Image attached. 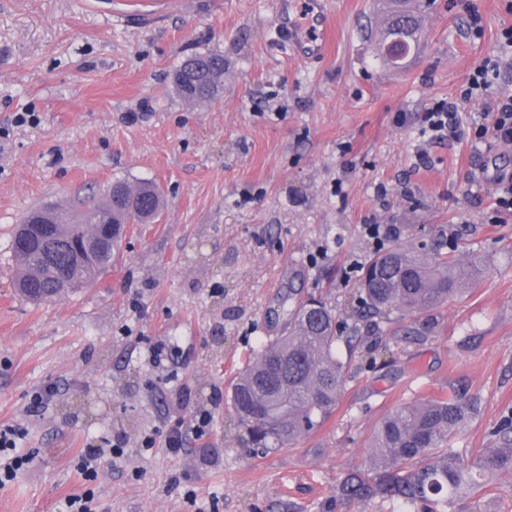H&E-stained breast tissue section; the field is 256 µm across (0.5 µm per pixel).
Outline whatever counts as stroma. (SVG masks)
<instances>
[{
    "instance_id": "stroma-1",
    "label": "stroma",
    "mask_w": 512,
    "mask_h": 512,
    "mask_svg": "<svg viewBox=\"0 0 512 512\" xmlns=\"http://www.w3.org/2000/svg\"><path fill=\"white\" fill-rule=\"evenodd\" d=\"M0 0V425L25 431L32 465L0 488V512H61L86 484L76 455L122 438L105 462L103 512H391L339 500L367 467L377 423L400 404L465 388L477 411L453 442L490 447L512 412V211L493 180L512 145L473 149L428 131L427 108L458 104L473 70L499 52L512 0H436L404 69L382 65L375 0H322L314 45L304 0ZM482 32L471 30V12ZM199 53L224 58L214 100L178 97L174 71ZM158 184L151 224L128 225L111 270L50 304L18 296L12 236L40 204L101 201L113 181ZM366 224H394L397 244L456 250L473 292L429 313L424 334L397 317L380 356L355 343L333 412L295 447L258 452L228 388L251 350L277 335L267 311L291 276L345 309L376 247ZM182 350L173 371L147 348ZM53 387L48 404L31 395ZM211 423L176 454L141 448L174 420ZM448 512H512V473Z\"/></svg>"
}]
</instances>
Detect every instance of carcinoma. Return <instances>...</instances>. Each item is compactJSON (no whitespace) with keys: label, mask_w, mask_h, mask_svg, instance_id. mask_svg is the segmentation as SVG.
Segmentation results:
<instances>
[{"label":"carcinoma","mask_w":512,"mask_h":512,"mask_svg":"<svg viewBox=\"0 0 512 512\" xmlns=\"http://www.w3.org/2000/svg\"><path fill=\"white\" fill-rule=\"evenodd\" d=\"M387 26L381 43L400 36L411 47L422 37L420 0H382ZM206 62L207 85L224 88V60L199 54ZM202 83L181 64L175 71L177 95L186 102L210 100ZM161 206L157 185L143 180L131 187L112 183L106 199L83 210L46 206L17 225L12 250L18 264L14 287L24 297L51 302L74 293L112 268L124 225L147 224ZM109 227L110 241L87 244L88 226ZM474 270L455 255L430 256L419 248L394 245L369 260L356 295L355 314L322 297H298L294 288L281 297L290 305L280 334L261 340L230 386L239 427L262 452L294 446L336 407L349 363L340 344L352 346L362 333L382 332L398 312L420 317L470 290ZM475 402L458 390L405 403L385 415L367 449L370 470L352 471L339 485L340 498H381L410 512H446L454 498L475 494L487 478L512 473V418L492 432L495 447L471 458L452 447Z\"/></svg>","instance_id":"cac0c4a2"}]
</instances>
